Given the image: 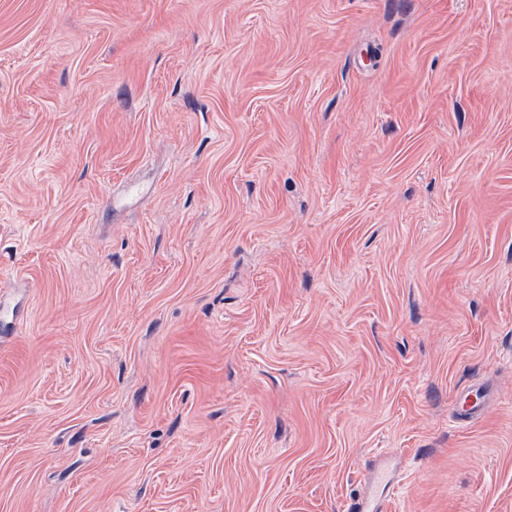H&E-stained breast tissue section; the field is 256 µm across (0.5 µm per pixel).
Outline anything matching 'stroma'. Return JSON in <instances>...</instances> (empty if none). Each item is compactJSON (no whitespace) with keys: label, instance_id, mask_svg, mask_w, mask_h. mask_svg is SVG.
<instances>
[{"label":"stroma","instance_id":"stroma-1","mask_svg":"<svg viewBox=\"0 0 512 512\" xmlns=\"http://www.w3.org/2000/svg\"><path fill=\"white\" fill-rule=\"evenodd\" d=\"M0 299V512H512V0H0Z\"/></svg>","mask_w":512,"mask_h":512}]
</instances>
